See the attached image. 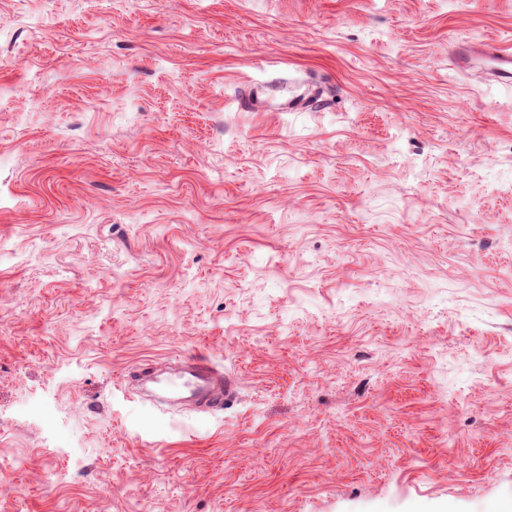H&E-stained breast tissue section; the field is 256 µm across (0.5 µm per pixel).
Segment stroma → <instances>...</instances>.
<instances>
[{"mask_svg":"<svg viewBox=\"0 0 512 512\" xmlns=\"http://www.w3.org/2000/svg\"><path fill=\"white\" fill-rule=\"evenodd\" d=\"M512 0H0V512L512 501ZM301 76L306 112L241 92ZM204 358L220 414L123 379ZM477 58L491 61L494 77L505 86H512V48L510 46H488L480 53L462 50L457 56V63L462 67H467Z\"/></svg>","mask_w":512,"mask_h":512,"instance_id":"obj_1","label":"stroma"}]
</instances>
